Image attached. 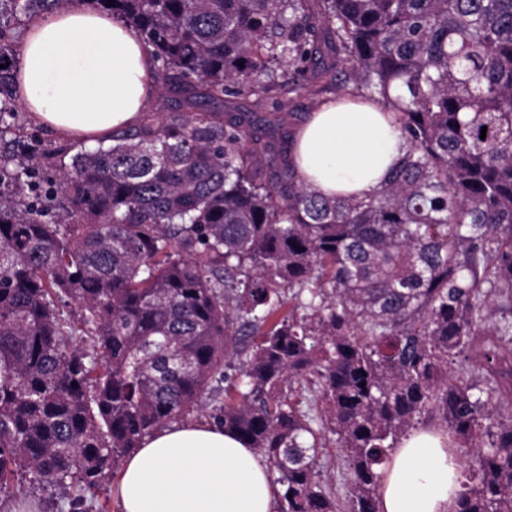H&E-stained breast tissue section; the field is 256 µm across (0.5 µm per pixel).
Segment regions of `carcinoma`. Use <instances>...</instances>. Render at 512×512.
I'll return each instance as SVG.
<instances>
[{"label":"carcinoma","instance_id":"1","mask_svg":"<svg viewBox=\"0 0 512 512\" xmlns=\"http://www.w3.org/2000/svg\"><path fill=\"white\" fill-rule=\"evenodd\" d=\"M63 2L0 0V495L21 473L104 488L222 380L212 424L266 458L278 512H379V469L430 415L467 467L456 512H512V0H95L160 94L60 169L67 146L11 127L18 28ZM317 84L393 116L405 152L370 195L320 196L286 158L266 177L273 92ZM244 94L263 139L224 112ZM308 375L341 498L292 398ZM322 442L323 448L319 449L316 459L317 469L329 491L342 493L349 476L343 454L339 448H336V436L325 430Z\"/></svg>","mask_w":512,"mask_h":512}]
</instances>
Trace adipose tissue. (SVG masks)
Segmentation results:
<instances>
[{
  "mask_svg": "<svg viewBox=\"0 0 512 512\" xmlns=\"http://www.w3.org/2000/svg\"><path fill=\"white\" fill-rule=\"evenodd\" d=\"M153 70L138 32L85 2L30 21L15 74L20 103L36 120L95 144L140 121L155 97ZM403 153L388 110L343 96L313 112L290 157L305 185L336 197L371 193ZM462 481L447 432L412 430L380 469L379 512H456ZM278 490L256 449L197 423L144 438L119 485L123 512H274Z\"/></svg>",
  "mask_w": 512,
  "mask_h": 512,
  "instance_id": "obj_1",
  "label": "adipose tissue"
}]
</instances>
